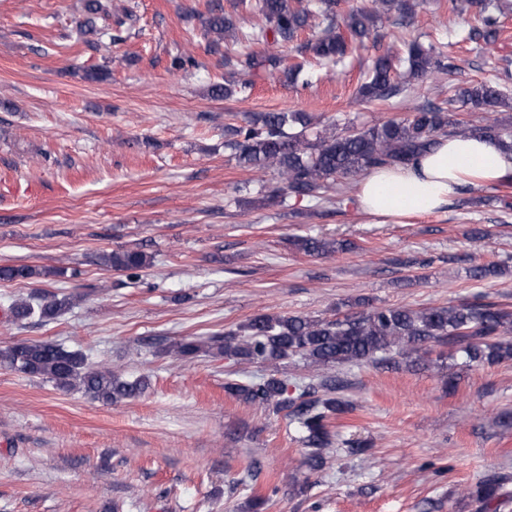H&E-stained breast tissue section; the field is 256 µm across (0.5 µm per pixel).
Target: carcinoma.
<instances>
[{
  "label": "carcinoma",
  "instance_id": "cac0c4a2",
  "mask_svg": "<svg viewBox=\"0 0 512 512\" xmlns=\"http://www.w3.org/2000/svg\"><path fill=\"white\" fill-rule=\"evenodd\" d=\"M452 9L464 13L476 9L481 27H472L464 39L484 45L494 44L498 36V6L494 0H449ZM339 0H237V10L255 18L246 31L237 27L232 16L207 5L206 34L212 47L228 37L250 44L287 45L296 43L298 56L334 62L345 56L349 42L370 37L381 38L383 20L393 10L410 14L414 0H373V7L349 13L342 24L336 23ZM111 16L102 0H84V18L79 24L83 35L98 32V20ZM317 27L311 37L298 41L300 33ZM238 71L248 79H226L212 87L219 97L246 93L254 77L267 71H279L296 81L304 64L285 66L272 53L247 52L235 61ZM405 80L419 79L450 70L436 47L411 41L395 54L377 57L368 79L359 87L355 103L365 104L387 99L400 92L393 81L397 68ZM466 104L484 113L477 121L451 119L438 106L422 107L405 117H394L367 129L314 130L313 117L306 112H255L246 125L229 128L230 146L237 151L238 163L255 169L277 170L281 186L273 188L266 200L284 195L296 199L319 198L336 187V204L344 203L353 181L367 172L386 166L408 167L416 164L441 136H489L512 152V132L495 117L498 109L509 106L496 87L478 84L459 92ZM295 246L309 255H331L336 242L298 237ZM101 264L115 271H140L152 263V255L140 247H119L100 256ZM43 272L29 265L0 266V281L29 280ZM71 305L67 296L47 294L38 301L18 300L9 305L12 321L33 317L44 321L56 318ZM512 331V312L492 302L476 300L449 306L420 309L406 307H370L334 319L302 315L259 314L251 318L241 332L214 335L208 341L183 340L173 343L169 352L178 357L210 356L235 363L259 362L272 367L290 358L303 359L320 368L340 365L377 364L392 354L401 356L418 351L426 344L448 346L465 354L477 364L512 360V343L498 337ZM10 368L53 383L63 390L79 389L93 401L118 402L135 398L148 388L144 377L124 378L114 371L92 365L85 353L50 342H22L0 352ZM325 395H318V390ZM228 394L258 407L271 408L297 422L303 442L311 448L304 460L310 471L323 468L322 449L331 443L328 421L349 412L352 405L336 395V377L321 375L318 385L308 384L288 393V382L278 371L248 383L235 380L225 384ZM497 479L483 482L472 492L483 510L500 498Z\"/></svg>",
  "mask_w": 512,
  "mask_h": 512
}]
</instances>
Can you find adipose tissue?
I'll list each match as a JSON object with an SVG mask.
<instances>
[{"label": "adipose tissue", "mask_w": 512, "mask_h": 512, "mask_svg": "<svg viewBox=\"0 0 512 512\" xmlns=\"http://www.w3.org/2000/svg\"><path fill=\"white\" fill-rule=\"evenodd\" d=\"M512 179V153L490 137H443L414 168H378L359 183L369 214L398 218L445 208L468 182Z\"/></svg>", "instance_id": "1"}]
</instances>
